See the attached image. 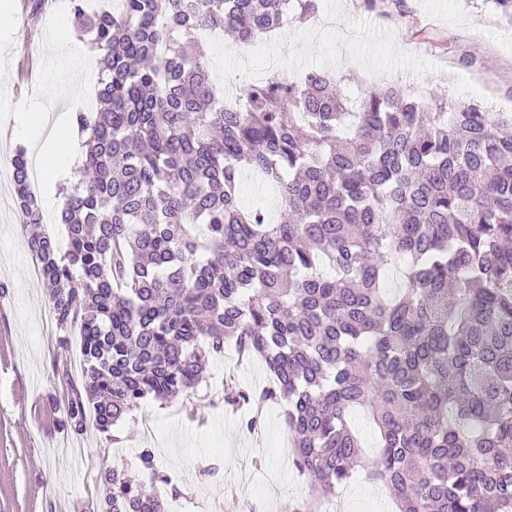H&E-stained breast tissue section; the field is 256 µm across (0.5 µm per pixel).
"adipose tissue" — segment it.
I'll list each match as a JSON object with an SVG mask.
<instances>
[{
	"instance_id": "obj_1",
	"label": "adipose tissue",
	"mask_w": 512,
	"mask_h": 512,
	"mask_svg": "<svg viewBox=\"0 0 512 512\" xmlns=\"http://www.w3.org/2000/svg\"><path fill=\"white\" fill-rule=\"evenodd\" d=\"M11 138L28 141L39 160L56 169L71 168L77 159V144L66 126H48L46 117L30 112L16 113Z\"/></svg>"
}]
</instances>
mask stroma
Instances as JSON below:
<instances>
[{"mask_svg": "<svg viewBox=\"0 0 512 512\" xmlns=\"http://www.w3.org/2000/svg\"><path fill=\"white\" fill-rule=\"evenodd\" d=\"M9 2L0 24V125L20 109L70 119L76 93L94 103L98 72L87 67L94 52L58 57L48 48L59 0H47L35 21L26 0ZM406 6L410 24L357 9L354 0H320L316 17L289 21L251 59L238 57L224 33L209 38L208 58L240 90L275 71L297 81L326 70L350 95L388 76L416 100L444 87L458 103L475 94L488 111L512 108L511 26L482 0H406ZM467 54L478 57L477 67L461 66ZM16 146L0 139V512H94L102 468L138 477L143 448L155 452L163 480L154 491L167 512H282L288 501L311 495L310 477L288 453L286 403H265L251 429L225 410L226 375L256 393L270 383L261 359L242 360L230 344L211 359L192 398L146 401L107 435L92 424L80 435L59 429L56 372L80 374L81 354L74 346L67 358L57 357L42 337L49 294L29 275L34 259L11 178ZM342 492L337 512H386L392 501L363 472Z\"/></svg>", "mask_w": 512, "mask_h": 512, "instance_id": "35a3bbf8", "label": "stroma"}]
</instances>
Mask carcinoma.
I'll use <instances>...</instances> for the list:
<instances>
[{
    "label": "carcinoma",
    "mask_w": 512,
    "mask_h": 512,
    "mask_svg": "<svg viewBox=\"0 0 512 512\" xmlns=\"http://www.w3.org/2000/svg\"><path fill=\"white\" fill-rule=\"evenodd\" d=\"M362 7L406 16L405 0ZM289 8L305 20L318 0H73L101 82L73 115L86 139L63 188L66 250L28 191L26 150L10 159L57 347L81 338L59 427L81 435L91 412L107 433L147 399L186 396L233 340L273 372L264 398L287 403L292 463L313 482L283 512H319L360 469L399 512H512V113L429 106L397 84L351 100L322 71L274 74L225 107L199 36L256 42ZM243 168L277 187L278 221L240 208ZM221 400L254 397L228 381ZM356 407L379 433L372 461ZM139 464L159 479L152 449ZM100 479L97 512H165L136 480Z\"/></svg>",
    "instance_id": "1"
}]
</instances>
